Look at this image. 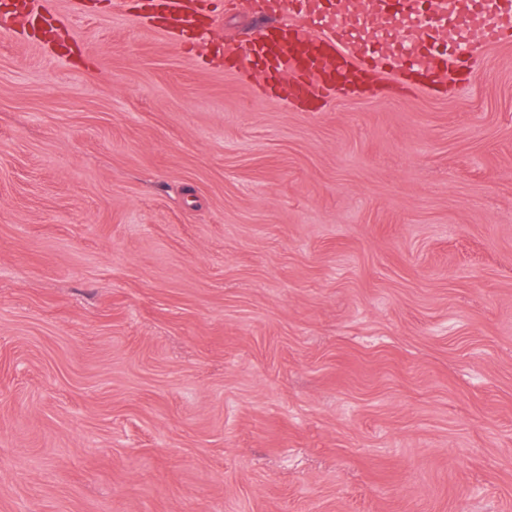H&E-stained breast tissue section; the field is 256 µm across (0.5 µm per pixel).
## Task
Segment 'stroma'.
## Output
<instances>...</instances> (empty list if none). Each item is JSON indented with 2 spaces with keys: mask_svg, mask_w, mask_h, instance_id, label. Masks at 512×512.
<instances>
[{
  "mask_svg": "<svg viewBox=\"0 0 512 512\" xmlns=\"http://www.w3.org/2000/svg\"><path fill=\"white\" fill-rule=\"evenodd\" d=\"M0 33V512H512V40L262 95L143 0Z\"/></svg>",
  "mask_w": 512,
  "mask_h": 512,
  "instance_id": "1",
  "label": "stroma"
}]
</instances>
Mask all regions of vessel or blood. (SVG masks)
<instances>
[{
	"label": "vessel or blood",
	"mask_w": 512,
	"mask_h": 512,
	"mask_svg": "<svg viewBox=\"0 0 512 512\" xmlns=\"http://www.w3.org/2000/svg\"><path fill=\"white\" fill-rule=\"evenodd\" d=\"M369 0L391 22L395 44L356 39L334 0H288L293 24L226 49V58L259 75L263 90L290 78V88L330 100L369 74L448 73L455 59L474 62L512 37V0ZM164 21L188 32L198 24L197 0H155Z\"/></svg>",
	"instance_id": "1"
}]
</instances>
